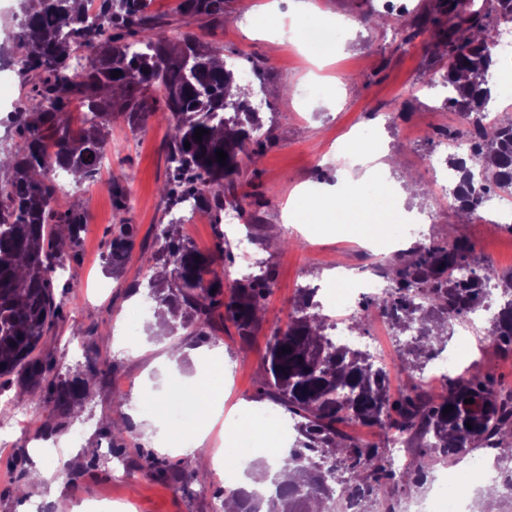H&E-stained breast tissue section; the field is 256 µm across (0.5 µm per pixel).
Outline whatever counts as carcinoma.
<instances>
[{
    "mask_svg": "<svg viewBox=\"0 0 512 512\" xmlns=\"http://www.w3.org/2000/svg\"><path fill=\"white\" fill-rule=\"evenodd\" d=\"M30 2L20 0L17 52L8 60L29 91L8 118L18 139L0 142V155L10 159L7 180L0 181V376L18 373L25 385L44 392L62 417L85 398V387L52 373L34 352L59 312L54 271L76 254L86 217L80 208L55 210L51 171L95 179L112 121L122 117L144 127L155 116L146 99L160 92L171 164L162 193L173 206L191 199L196 210L216 217L239 175V156L262 124L247 93H228L235 79L226 64H215L221 50L192 38L174 44L149 12L150 0H99L93 19L87 14L90 0H38L36 9ZM439 12L448 16V22L435 23V46L446 61L440 77L450 100L467 113L483 112L494 96L492 47L501 25L512 23V0H484L477 9L473 0H443ZM181 13L221 24L224 0H182ZM115 71L120 76H113ZM75 100L87 109L77 130L61 119ZM198 128L207 130L200 141L194 137ZM218 149L227 153L223 165L216 160ZM469 150L480 186L456 155H448V167L460 175L455 207L474 215L485 186L512 192V116L475 129ZM178 228L175 221L165 225L160 249L145 257L150 269L160 261L171 267L170 275L148 279L158 308L168 313L169 331L203 336L218 315L242 338L252 335L273 269L228 286L217 270L224 249L202 252ZM134 239L133 225H115L106 245L112 268H119ZM472 252L463 238L416 245L393 265L388 288L371 300L397 330L419 326V335L397 351L400 367L425 368L448 343L452 323L482 306L484 284L491 279L499 281L502 303L489 319L488 335L512 350V272L476 265ZM314 293L300 289L299 315L286 330L274 332L263 385V394L295 422L297 444L284 463L306 480L276 482L274 492L259 499L239 486L225 496L236 501L235 512H351L353 503L358 512H396L401 496L431 482L426 458L446 462L478 445L501 448L503 435L512 431V387L466 371L445 378L441 395L413 386L393 397L384 370L325 334L332 324L312 313ZM286 346L288 353L282 352ZM469 398L473 403H464ZM448 405L453 410L445 414ZM346 417L378 427L384 440H348L337 428ZM395 435L416 446L417 468H387L386 451Z\"/></svg>",
    "mask_w": 512,
    "mask_h": 512,
    "instance_id": "1",
    "label": "carcinoma"
}]
</instances>
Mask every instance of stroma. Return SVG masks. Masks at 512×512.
<instances>
[{
    "instance_id": "1",
    "label": "stroma",
    "mask_w": 512,
    "mask_h": 512,
    "mask_svg": "<svg viewBox=\"0 0 512 512\" xmlns=\"http://www.w3.org/2000/svg\"><path fill=\"white\" fill-rule=\"evenodd\" d=\"M179 2L151 0L149 10L167 23L173 41L195 36L221 48L228 68L251 70V94L267 101L261 116L272 139L260 156L243 159L236 185L235 196L246 207L243 220L217 227L199 211L179 228L200 250L223 249L224 265L232 272L266 258L275 278L262 302L260 325L246 340L219 320L203 338L185 331L162 340L139 332L121 335L135 306L155 305L142 257L159 248V230L176 211L161 193L169 174L166 121L157 115L138 130L114 121L107 152L111 175L82 184L63 172L56 177V209L82 208L87 222L76 258L57 279L60 315L35 351L63 378L86 383L87 395L63 419L47 403H25L29 422L21 426L11 406L20 379L0 377V436L10 440L9 450H0V512H94L101 498L113 499V512H120L124 499L132 512H215L225 492L222 476L190 454L195 428L170 435L169 417L155 410L156 394L171 397L177 385L183 395L204 397L219 388L231 411L252 414L269 406L262 393L268 344L295 316L299 289L324 285L339 267L359 276L387 275L401 252L447 237L449 225H458L460 236L472 244L476 263L501 273L512 270L511 232L474 218L460 220L450 203L435 202L431 195L435 178L425 161L443 140L429 119L438 100L425 89L442 68L426 49L436 0H398L404 16L383 25L366 20L381 12L383 0H311L318 14L353 23L336 63L319 79L311 64L316 44L300 48L264 37L266 0H226L220 25L182 15ZM354 139L384 141L383 181L362 179L357 170L332 161L337 148ZM112 179L124 186L127 209L119 208L109 190ZM341 182L379 200L362 217L371 227L368 244L358 242L352 220L331 212L314 219L288 215L295 188L322 192ZM122 221L134 225L135 243L123 270L114 273L103 259L104 244ZM454 327L469 331L470 348L459 360L460 370L476 369L512 386V351L488 336L487 320L466 318ZM367 332L382 344L380 360L392 387L423 383L440 392L441 381L426 383L420 373L393 367L395 347L383 318L370 319ZM92 361L99 370L94 377L88 374ZM121 386L126 396L115 397ZM118 416L131 425L121 473L104 453L112 445L104 429ZM47 423L54 425L53 433L44 432ZM143 448L180 468L183 479L142 467Z\"/></svg>"
}]
</instances>
